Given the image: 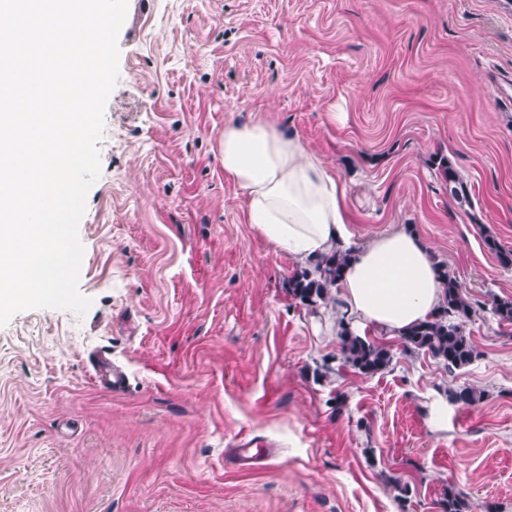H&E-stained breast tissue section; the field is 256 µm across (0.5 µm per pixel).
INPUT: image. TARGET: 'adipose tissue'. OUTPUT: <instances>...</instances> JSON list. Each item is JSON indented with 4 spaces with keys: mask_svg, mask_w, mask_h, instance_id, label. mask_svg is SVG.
Returning <instances> with one entry per match:
<instances>
[{
    "mask_svg": "<svg viewBox=\"0 0 512 512\" xmlns=\"http://www.w3.org/2000/svg\"><path fill=\"white\" fill-rule=\"evenodd\" d=\"M219 154L245 196L247 224L277 251L305 261L352 248L337 290L352 328L398 337L439 307L442 281L419 235L397 224L351 245L345 187L300 137L261 121L231 122Z\"/></svg>",
    "mask_w": 512,
    "mask_h": 512,
    "instance_id": "ef3b65f1",
    "label": "adipose tissue"
}]
</instances>
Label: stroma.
<instances>
[{"label":"stroma","instance_id":"35a3bbf8","mask_svg":"<svg viewBox=\"0 0 512 512\" xmlns=\"http://www.w3.org/2000/svg\"><path fill=\"white\" fill-rule=\"evenodd\" d=\"M118 45L79 224L93 304L0 327V512H441L451 487L512 512V326L473 317L452 373L393 338L388 370L315 378L342 311L291 298L303 264L246 224L218 151L230 122L298 135L354 241L407 226L467 295L512 298L483 244L512 249V0H128ZM463 386L482 401L434 417ZM242 436L274 456L237 470ZM435 164L441 176L448 182V194L451 198L460 204L470 203L467 183H465L457 171L448 163V160L442 156H437Z\"/></svg>","mask_w":512,"mask_h":512}]
</instances>
